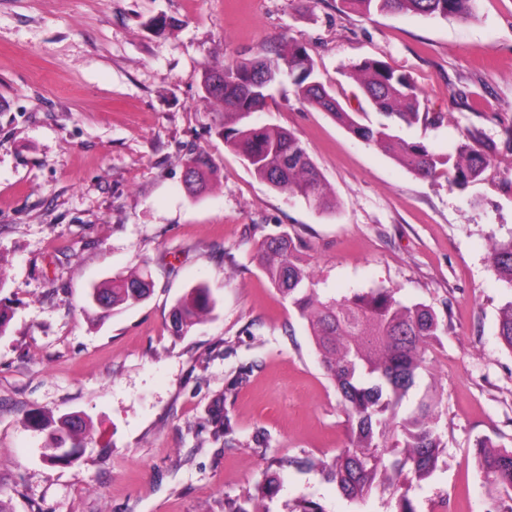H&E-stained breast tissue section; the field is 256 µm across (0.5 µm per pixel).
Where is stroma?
Returning a JSON list of instances; mask_svg holds the SVG:
<instances>
[{"instance_id": "1", "label": "stroma", "mask_w": 512, "mask_h": 512, "mask_svg": "<svg viewBox=\"0 0 512 512\" xmlns=\"http://www.w3.org/2000/svg\"><path fill=\"white\" fill-rule=\"evenodd\" d=\"M287 38L351 112L364 100L349 63L409 73L443 120L396 135L451 155L475 126L491 165L462 190L420 178L303 104L284 74L254 119L301 138L336 208L274 191L225 146L201 76L274 57ZM511 129L512 0H477L466 20L366 17L343 0H0V500L9 512H224L281 461L269 512L302 498L395 512L390 493L356 506L322 475L351 433L306 321L259 269L257 242L287 232L324 293L393 286L447 321L420 380L441 396L446 448L410 496L416 512H501L474 445L512 448V352L488 260L512 232ZM200 150L217 175L192 195L185 164ZM142 271L148 299L105 318L86 309L94 285ZM199 284L214 309L172 335L173 305ZM219 399L229 439L210 415ZM67 413L86 415L92 437L51 466L47 432L27 419Z\"/></svg>"}]
</instances>
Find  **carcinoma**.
<instances>
[{"instance_id": "carcinoma-1", "label": "carcinoma", "mask_w": 512, "mask_h": 512, "mask_svg": "<svg viewBox=\"0 0 512 512\" xmlns=\"http://www.w3.org/2000/svg\"><path fill=\"white\" fill-rule=\"evenodd\" d=\"M351 8L370 15L418 14L469 19L476 0H344ZM294 76L298 99L322 112L368 145L391 155L398 163L422 178L447 175L449 183L464 189L477 181L492 161L494 145L485 141L478 128L467 130L455 155L432 152L422 142H408L393 134V125L411 126L419 121L437 124L441 115L421 111V100L411 76L379 60L349 65L365 101L386 121L363 123L365 113L349 112L314 78V64L306 46L289 40L277 58H242L224 64V84L212 87L216 69L202 72L205 97L221 105L220 134L224 144L243 157L259 179L273 190L299 196L321 211L336 207L308 148L291 130L279 126H258L253 114L264 110L269 87L282 71ZM188 183L202 190L216 173L211 157L204 151L188 158ZM304 244L288 233L263 238L257 244L259 267L269 283L297 310L309 327L310 336L329 380L336 388L342 411L351 426V443L322 467L325 478L336 485L348 501L365 502L375 492L398 494L396 512H416L397 478L431 476L444 451L436 395L425 390L415 405L399 415L402 401L429 372L428 353L434 342L448 332V323L429 305L407 303L398 289L379 287L352 292L339 298L323 296L318 281L309 271ZM491 266L504 290L499 310L498 336L512 352V234L495 239L490 246ZM152 282L145 273L107 281L89 292L87 303L104 314L121 305L147 299ZM214 301L208 288L198 285L179 298L171 310V330L186 335ZM92 429L84 418H59L49 432L44 458L50 464H69L59 448H80ZM474 454L484 479L499 494H512V449H492L487 439L474 445ZM278 472L264 476L247 499L251 507L238 502L228 512H269L264 507L277 493Z\"/></svg>"}]
</instances>
